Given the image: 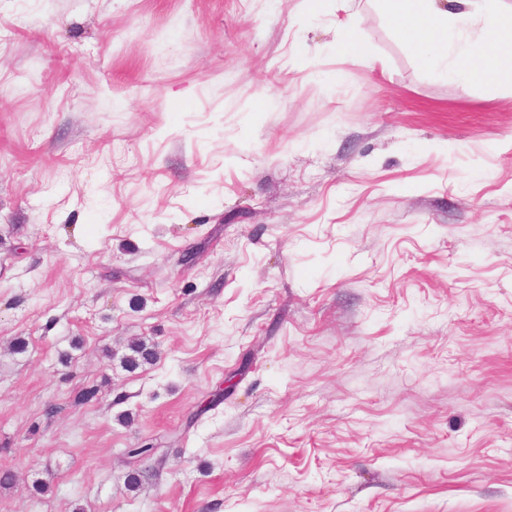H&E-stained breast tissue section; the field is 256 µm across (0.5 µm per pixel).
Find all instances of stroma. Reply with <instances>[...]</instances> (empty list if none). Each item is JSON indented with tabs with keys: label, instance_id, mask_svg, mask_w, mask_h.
I'll return each instance as SVG.
<instances>
[{
	"label": "stroma",
	"instance_id": "35a3bbf8",
	"mask_svg": "<svg viewBox=\"0 0 512 512\" xmlns=\"http://www.w3.org/2000/svg\"><path fill=\"white\" fill-rule=\"evenodd\" d=\"M5 469L0 512H512V89L376 0H0Z\"/></svg>",
	"mask_w": 512,
	"mask_h": 512
}]
</instances>
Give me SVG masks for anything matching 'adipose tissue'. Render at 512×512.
Instances as JSON below:
<instances>
[{
	"instance_id": "1",
	"label": "adipose tissue",
	"mask_w": 512,
	"mask_h": 512,
	"mask_svg": "<svg viewBox=\"0 0 512 512\" xmlns=\"http://www.w3.org/2000/svg\"><path fill=\"white\" fill-rule=\"evenodd\" d=\"M398 41L408 46L430 70L464 85L492 74L496 83L512 88V10L448 13L437 0H378ZM483 21L489 41L479 49L462 42L474 21Z\"/></svg>"
}]
</instances>
